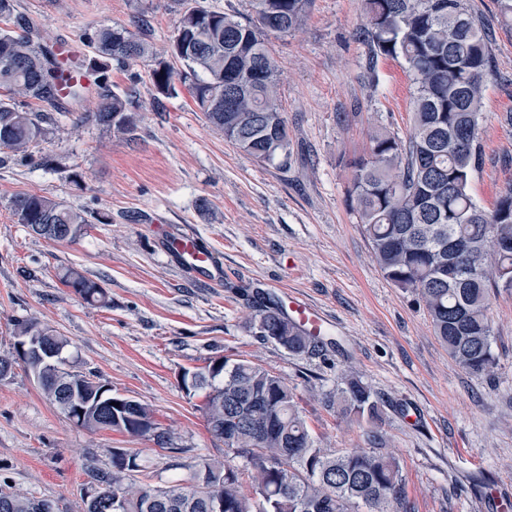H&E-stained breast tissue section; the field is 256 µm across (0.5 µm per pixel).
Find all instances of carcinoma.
Returning <instances> with one entry per match:
<instances>
[{
  "mask_svg": "<svg viewBox=\"0 0 512 512\" xmlns=\"http://www.w3.org/2000/svg\"><path fill=\"white\" fill-rule=\"evenodd\" d=\"M241 21L199 6L178 17L171 56L183 64L184 80L206 122L240 151L258 161L288 162V127L281 112L280 72L268 39L295 31L313 0H249ZM367 24L355 33L365 48V68L375 72L381 57L402 59L413 75V128L407 139L384 129L369 134L367 154L351 162L349 195L374 255L386 277L423 302L435 335L449 357L481 375L495 363L492 353L491 294L512 288V189L492 211L472 197V175L482 165V95L491 70L485 22L467 0H363ZM14 18L17 30L0 29V150L26 158L44 140L48 113L21 106L35 101L59 112L61 71L52 50L41 43V24L16 13L15 0H0V18ZM80 40L90 56L83 68L98 73V104L80 121L117 135L134 131L138 115L127 95L109 80V69L148 67L162 95L176 93L175 70L152 52L146 39L123 25L91 27ZM18 223L30 230L61 225L67 242L84 234L87 213L48 195L19 193L10 202ZM496 270L490 281L487 268ZM64 284L89 304L105 305L98 282L71 268ZM252 327L256 336L296 356H312L323 340L302 329L278 307L261 305ZM12 335L40 336L55 350L56 368L40 384L68 414L65 391L72 385L89 401L86 430H128L110 424L96 403L101 385L65 368L66 339L35 318L15 322ZM207 391L204 412L210 431L224 440V460H202L189 477L154 486L139 480L141 464L132 452L112 449V468L96 469L91 488L102 499L120 497L119 512H408L404 479L396 460L382 452L381 402L359 377L345 376L329 403L368 424L372 449L322 448L301 415L294 389L276 373L250 362L224 361V370L198 374ZM137 433L130 432V435ZM171 459L188 452L171 448L161 433L153 438ZM248 478L252 492L241 489ZM46 498L21 495L0 485V512H37Z\"/></svg>",
  "mask_w": 512,
  "mask_h": 512,
  "instance_id": "obj_1",
  "label": "carcinoma"
}]
</instances>
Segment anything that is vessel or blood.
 <instances>
[{"instance_id": "obj_1", "label": "vessel or blood", "mask_w": 512, "mask_h": 512, "mask_svg": "<svg viewBox=\"0 0 512 512\" xmlns=\"http://www.w3.org/2000/svg\"><path fill=\"white\" fill-rule=\"evenodd\" d=\"M159 246L182 273L201 284L217 286L224 281V263L213 249L204 246L198 234L184 227L162 234ZM289 309L296 322L308 332H320L324 316L316 307L295 298Z\"/></svg>"}]
</instances>
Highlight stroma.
Wrapping results in <instances>:
<instances>
[{
  "mask_svg": "<svg viewBox=\"0 0 512 512\" xmlns=\"http://www.w3.org/2000/svg\"><path fill=\"white\" fill-rule=\"evenodd\" d=\"M490 21L493 71L485 81L483 162L470 192L494 209L512 189V26L496 0H467ZM179 0H17L51 40L78 44L95 25L144 26L154 53L170 58ZM361 0H314L302 25L269 41L288 121L287 163L254 161L209 127L184 83L160 94L149 76L110 79L133 88L139 115L131 136L55 114L34 159L0 163V356H13L12 324L37 318L69 339L63 355L90 378L148 405L185 461L223 457L210 432L203 393L181 377L214 359L248 360L293 387L319 445L365 450L364 427L327 406L326 394L351 372L382 399L388 454L400 466L413 512H495L493 495L512 499V290L492 305L490 373L456 364L435 336L414 293L380 269L349 198L350 162L382 127L408 137L412 79L402 60L364 69L354 34ZM18 193L53 196L94 212L74 242H49L18 224ZM182 224L224 259V284L208 288L171 265L157 229ZM68 267L106 288L91 305L59 278ZM308 301L326 318L323 352L292 355L255 336L252 295L273 290ZM139 454L141 480L176 477L152 440L75 427L48 401L22 362L0 380V483L83 512L89 467L109 451Z\"/></svg>",
  "mask_w": 512,
  "mask_h": 512,
  "instance_id": "stroma-1",
  "label": "stroma"
}]
</instances>
